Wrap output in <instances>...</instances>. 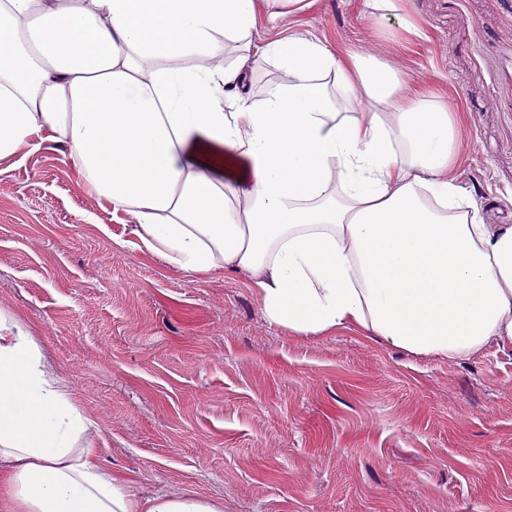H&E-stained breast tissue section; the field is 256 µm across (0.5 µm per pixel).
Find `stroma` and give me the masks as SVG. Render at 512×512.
Returning <instances> with one entry per match:
<instances>
[{"label":"stroma","instance_id":"1","mask_svg":"<svg viewBox=\"0 0 512 512\" xmlns=\"http://www.w3.org/2000/svg\"><path fill=\"white\" fill-rule=\"evenodd\" d=\"M290 34L365 47L462 116L454 175L512 224V0H303ZM426 41L385 38L401 17ZM43 141L0 158V310L28 329L99 428L102 465L142 497L224 512H512V344L417 357L356 328L269 324L246 273L195 276L150 253Z\"/></svg>","mask_w":512,"mask_h":512}]
</instances>
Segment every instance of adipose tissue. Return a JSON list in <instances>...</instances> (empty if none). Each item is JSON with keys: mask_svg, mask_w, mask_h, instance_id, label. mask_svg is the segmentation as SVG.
I'll use <instances>...</instances> for the list:
<instances>
[{"mask_svg": "<svg viewBox=\"0 0 512 512\" xmlns=\"http://www.w3.org/2000/svg\"><path fill=\"white\" fill-rule=\"evenodd\" d=\"M258 3L0 0V157L65 144L147 250L190 274L248 273L266 320L296 335L355 326L448 359L512 343V224L485 223L452 175L457 112L360 48L254 45ZM270 62L284 80L256 98ZM326 74L356 112L337 111ZM235 157L250 182L225 180ZM94 429L0 313V512H223L137 498Z\"/></svg>", "mask_w": 512, "mask_h": 512, "instance_id": "adipose-tissue-1", "label": "adipose tissue"}]
</instances>
